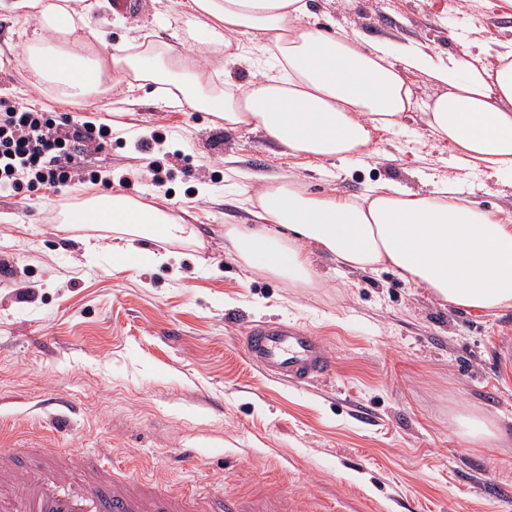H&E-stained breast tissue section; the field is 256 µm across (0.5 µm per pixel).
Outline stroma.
I'll return each mask as SVG.
<instances>
[{
    "mask_svg": "<svg viewBox=\"0 0 512 512\" xmlns=\"http://www.w3.org/2000/svg\"><path fill=\"white\" fill-rule=\"evenodd\" d=\"M497 0H308L328 31L412 40L435 57L512 39ZM181 0H144L137 24L103 9L96 25L118 44L190 45ZM26 37L0 11V99L127 131L86 149L91 185L34 186L0 195V448H71L108 456L116 471L225 500L287 502L290 512H512V366L495 345L512 307L486 315L436 301L390 272L312 256L310 286L245 266L224 227L250 224L225 186L237 168L258 187L292 181L310 194L360 196L375 183L419 188L416 170L455 180L486 210L512 211V183H478L450 167L447 141L420 112L373 132L367 156L340 164L295 158L262 131L232 130L206 112L168 107L157 85L98 108L38 94L22 57ZM162 139L140 151L134 135ZM164 166L153 185L151 159ZM105 192L166 207L197 225L201 243L179 263L113 268L111 224L62 226V200ZM96 241L94 258L84 240ZM292 321L333 352L331 376L286 385L253 366L237 336L246 321ZM493 420L499 442L473 446L454 416ZM192 463H184L186 450Z\"/></svg>",
    "mask_w": 512,
    "mask_h": 512,
    "instance_id": "35a3bbf8",
    "label": "stroma"
}]
</instances>
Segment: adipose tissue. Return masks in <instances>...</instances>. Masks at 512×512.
Masks as SVG:
<instances>
[{
    "label": "adipose tissue",
    "instance_id": "1",
    "mask_svg": "<svg viewBox=\"0 0 512 512\" xmlns=\"http://www.w3.org/2000/svg\"><path fill=\"white\" fill-rule=\"evenodd\" d=\"M103 2L0 0V11L29 35L24 61L36 92L94 102L162 84L225 128L258 129L288 155L330 163L361 155L373 131L417 109L451 144L454 166L512 182V39L477 52L463 40L436 61L410 44L324 32L307 22L305 0H188L185 32L196 47L180 53L162 40L112 45L90 23ZM254 51L272 58L274 71L218 86L225 65ZM414 72L442 93L415 104L406 80ZM237 201L256 222L224 236L247 267L310 284L318 251L349 268L393 270L455 307L512 306V216L460 197L452 179L431 190L381 182L360 198L311 195L289 182L243 183ZM67 221L124 225L126 239L112 246L120 267L179 261L175 244L197 236L165 209L122 194L92 198ZM137 237H159L171 248L149 252L134 245Z\"/></svg>",
    "mask_w": 512,
    "mask_h": 512
}]
</instances>
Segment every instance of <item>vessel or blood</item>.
Segmentation results:
<instances>
[{
	"mask_svg": "<svg viewBox=\"0 0 512 512\" xmlns=\"http://www.w3.org/2000/svg\"><path fill=\"white\" fill-rule=\"evenodd\" d=\"M249 361L295 386L332 374L335 361L319 337L288 322L249 321L239 328ZM24 451L0 448V512H285L271 502H227L161 488L147 481L114 478L104 461L68 448L21 464Z\"/></svg>",
	"mask_w": 512,
	"mask_h": 512,
	"instance_id": "1",
	"label": "vessel or blood"
}]
</instances>
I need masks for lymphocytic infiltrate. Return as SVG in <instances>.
<instances>
[{"instance_id": "f902f5d3", "label": "lymphocytic infiltrate", "mask_w": 512, "mask_h": 512, "mask_svg": "<svg viewBox=\"0 0 512 512\" xmlns=\"http://www.w3.org/2000/svg\"><path fill=\"white\" fill-rule=\"evenodd\" d=\"M112 137L108 125L97 131L67 130L64 122L26 103L0 104V193L24 186L56 185L71 180L84 141L104 146Z\"/></svg>"}]
</instances>
